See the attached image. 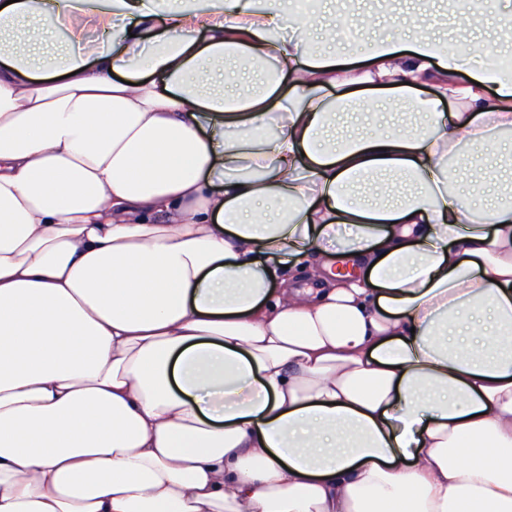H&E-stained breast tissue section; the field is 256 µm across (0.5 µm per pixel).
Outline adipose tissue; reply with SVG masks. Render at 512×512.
Listing matches in <instances>:
<instances>
[{
	"instance_id": "1",
	"label": "adipose tissue",
	"mask_w": 512,
	"mask_h": 512,
	"mask_svg": "<svg viewBox=\"0 0 512 512\" xmlns=\"http://www.w3.org/2000/svg\"><path fill=\"white\" fill-rule=\"evenodd\" d=\"M292 12L0 2V512H512V79Z\"/></svg>"
}]
</instances>
